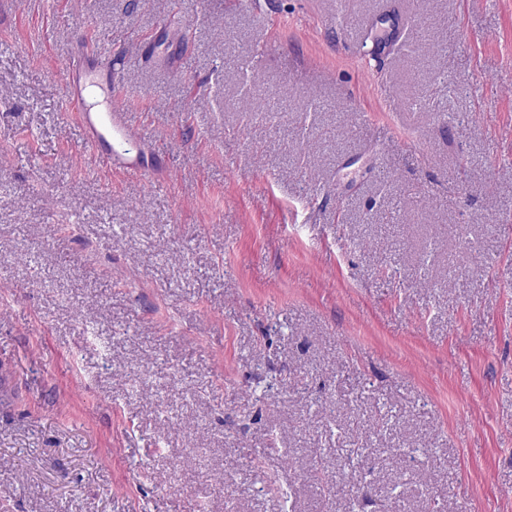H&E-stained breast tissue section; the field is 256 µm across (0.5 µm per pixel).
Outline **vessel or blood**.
I'll list each match as a JSON object with an SVG mask.
<instances>
[{
	"instance_id": "b4317fda",
	"label": "vessel or blood",
	"mask_w": 512,
	"mask_h": 512,
	"mask_svg": "<svg viewBox=\"0 0 512 512\" xmlns=\"http://www.w3.org/2000/svg\"><path fill=\"white\" fill-rule=\"evenodd\" d=\"M76 45L64 67L67 117L81 126L95 162L132 176L154 177L156 167L145 163L144 158L155 153V143L145 129L128 124L106 51L82 39ZM100 82L106 85L107 102L104 110L95 111L87 105L84 92Z\"/></svg>"
}]
</instances>
